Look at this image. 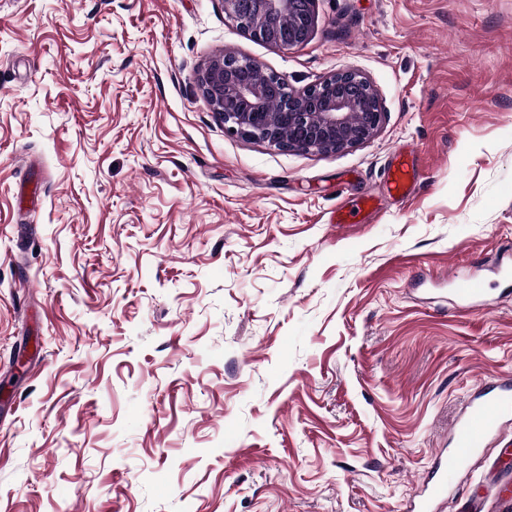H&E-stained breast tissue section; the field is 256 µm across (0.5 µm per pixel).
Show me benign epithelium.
<instances>
[{"label": "benign epithelium", "instance_id": "1", "mask_svg": "<svg viewBox=\"0 0 512 512\" xmlns=\"http://www.w3.org/2000/svg\"><path fill=\"white\" fill-rule=\"evenodd\" d=\"M316 0H224V14L251 38L280 49L305 44L316 25ZM197 83L215 115L241 137L280 150L339 152L376 135L381 99L359 72L345 70L301 90L254 60L213 57Z\"/></svg>", "mask_w": 512, "mask_h": 512}]
</instances>
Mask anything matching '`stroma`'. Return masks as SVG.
<instances>
[{"label":"stroma","mask_w":512,"mask_h":512,"mask_svg":"<svg viewBox=\"0 0 512 512\" xmlns=\"http://www.w3.org/2000/svg\"><path fill=\"white\" fill-rule=\"evenodd\" d=\"M315 10L281 50L222 0H0V512H412L512 376V0ZM227 51L296 89L357 71L383 124L243 139L197 84ZM511 450L512 423L439 512H512ZM418 177V168L414 157H408L389 175V191L392 195L402 199L414 188ZM453 294L466 304L484 303L486 288L482 278L471 276L465 278L460 288H451Z\"/></svg>","instance_id":"35a3bbf8"}]
</instances>
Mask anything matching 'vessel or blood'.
<instances>
[{
	"label": "vessel or blood",
	"instance_id": "vessel-or-blood-1",
	"mask_svg": "<svg viewBox=\"0 0 512 512\" xmlns=\"http://www.w3.org/2000/svg\"><path fill=\"white\" fill-rule=\"evenodd\" d=\"M418 168L412 159H405L389 176V191L403 198L414 188ZM455 296L467 304L484 302L486 288L482 278H465ZM512 419V385L502 383L489 387L473 397L468 411L459 419L449 433L452 448L450 459L440 463L436 474L427 483V499L418 506L419 512H428L431 501L443 498L448 493V484L453 478L454 466L473 457L481 448L487 447L491 435L502 424Z\"/></svg>",
	"mask_w": 512,
	"mask_h": 512
}]
</instances>
